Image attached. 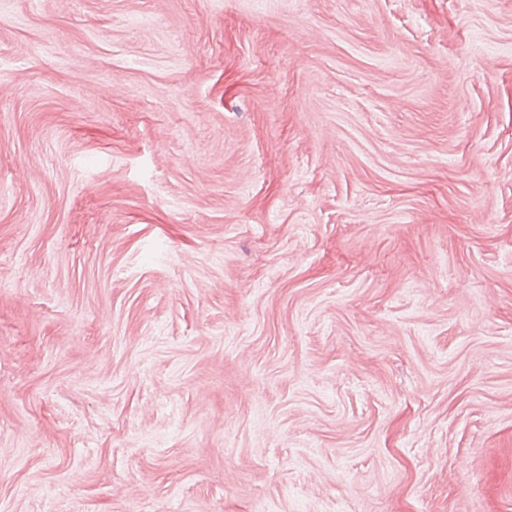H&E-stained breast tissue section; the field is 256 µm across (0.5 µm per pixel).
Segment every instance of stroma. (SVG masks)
I'll list each match as a JSON object with an SVG mask.
<instances>
[{
	"mask_svg": "<svg viewBox=\"0 0 512 512\" xmlns=\"http://www.w3.org/2000/svg\"><path fill=\"white\" fill-rule=\"evenodd\" d=\"M512 512V0H0V512Z\"/></svg>",
	"mask_w": 512,
	"mask_h": 512,
	"instance_id": "obj_1",
	"label": "stroma"
}]
</instances>
